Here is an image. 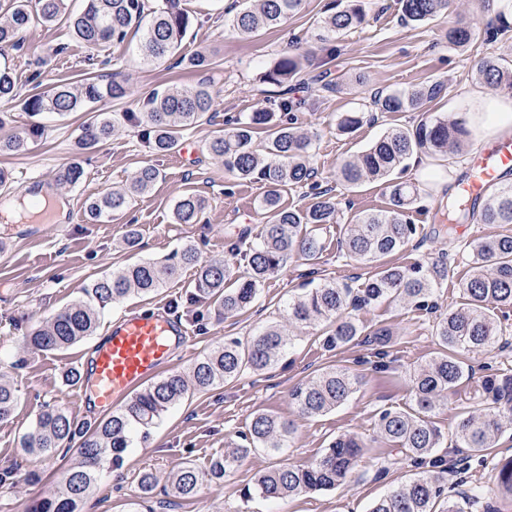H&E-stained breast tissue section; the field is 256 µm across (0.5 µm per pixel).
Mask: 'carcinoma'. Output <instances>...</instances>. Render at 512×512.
Masks as SVG:
<instances>
[{"mask_svg":"<svg viewBox=\"0 0 512 512\" xmlns=\"http://www.w3.org/2000/svg\"><path fill=\"white\" fill-rule=\"evenodd\" d=\"M152 7L149 0H86L84 10L66 15L64 0H9L0 10V46H20L22 32L34 23L53 24L67 17L76 38L89 51L88 60L106 43L120 45L131 30L140 28L144 18L153 14L146 28L141 51L146 60L162 62L176 54L191 23L188 0H159ZM303 0H246L245 6L225 19L228 30L237 35H251L273 29L299 11ZM450 0H401L403 20L407 24H424L448 12ZM366 21L359 5L337 10L323 21V35L356 29ZM475 35L473 28L456 25L448 28V44L465 49ZM307 56L279 58L263 75L265 82L283 87L279 107L291 106L285 85L301 71ZM477 76L496 91L512 95V66L499 58L488 57L477 66ZM29 82L34 93L22 101V111L31 116L50 111L59 114L78 112L91 103L109 98L122 100L129 94L126 82L104 83L87 77L77 84L56 82L43 84L42 73H32ZM17 78L8 66H0V102L16 99ZM443 84L435 81L407 90L378 94L373 105L380 112H407L420 109L437 99ZM213 105L208 86L193 89L176 84L153 91L142 102L140 111L126 113L128 121L142 128V140L153 154L174 150L182 130L203 122ZM271 125L270 133L257 148L254 134L260 125ZM115 122L101 113L90 116L82 129L79 144L84 149L95 147L112 138ZM472 136L465 121L446 116H425L412 130L395 129L383 134L357 157L340 166L343 181L351 186L379 182L389 192V207L380 212L363 213L344 225L340 241L342 256L363 264L404 249L417 233L409 217L411 206L418 200V188L399 180L406 161L415 154L436 157L448 153L464 138ZM27 146V136L18 133L0 140V152L16 153ZM211 154L224 165V171L239 180L259 181L266 186L260 208L268 214L254 239L240 235L229 244V259L206 262L195 248L174 251L164 264L151 259L119 268L94 281L85 289L86 299L74 303L32 326L23 336L22 348L55 351L68 348L96 329L103 310L132 293L148 294L164 287L184 267L197 271L196 291L226 316L246 309L257 297L259 287L277 272L284 261L297 255L306 260L317 258L324 243L314 229L324 224L339 223L338 209L332 189L313 182L311 166L312 140L294 128L272 123V113L255 112L246 121L236 120L232 126L215 133L208 142ZM84 176V168L75 160L55 175L57 186H76ZM160 172L152 165L137 169L128 183L91 199L86 206L88 217L97 221L124 212L131 199L153 189ZM307 186L313 190L314 201L303 209L286 208L281 204V190L288 186ZM205 208L204 201L193 193L183 195L176 204L180 224H194ZM438 220L448 222V233L454 225L497 224L502 232L480 240L472 246L474 256L469 275L461 282L460 303L448 314L435 319L433 329L438 352L411 375L412 404L406 409L383 408L378 413L377 436L392 443L413 463L434 473L431 478L419 477L395 487L374 504L371 512H435L434 505L444 495L443 484L448 473L465 482L470 478L471 460H486L497 447L498 437L512 426V372L500 370L483 377L481 392L484 408L477 415L463 412L454 430V448L461 457L450 459L436 453L441 432L432 416L448 392L473 376L467 364L473 352L491 353L502 349L500 319L512 316V185L498 189L481 210L471 203L463 191L438 210ZM246 264L247 272L236 274L234 266ZM301 293L288 301L286 318L263 327L250 341L237 338L211 349L191 368L189 373H170L145 387L123 407L88 427L56 405L45 406L35 425L24 436L26 452L41 458L58 455L70 449L75 438L80 448L55 488L45 491L26 505L24 512H84L104 463L118 466L137 432L146 437L150 429L190 389L209 390L250 370L263 373L278 360L289 344L290 327L304 325L326 329L321 334L323 348L345 349L356 341L372 346L378 358L375 371L389 369L388 345L392 332L386 326L372 330L363 326L355 312L387 301L418 311L434 309L432 296L441 281L448 279V263L428 261L410 267L379 265L370 272L361 288H351L333 278L321 277L318 268L304 274ZM498 310L494 314L490 309ZM363 378L348 367H329L308 384L296 386L291 393L299 413L307 418L324 415L342 404L362 384ZM18 395L11 380L0 374V421L13 415ZM292 433L289 423L268 412L254 414L245 444L218 456L201 472L186 463L171 473L168 482L174 496L188 500L196 496L203 482L222 483L252 451L262 448L278 452L288 447ZM367 442L357 434H342L305 467L281 466L258 473L252 484L241 490L249 500L284 499L341 485L355 467ZM158 478L151 472L137 477L136 499L124 504L123 512H143V504L153 498ZM482 495L476 484L470 497L459 501L448 499L442 512H469Z\"/></svg>","mask_w":512,"mask_h":512,"instance_id":"obj_1","label":"carcinoma"}]
</instances>
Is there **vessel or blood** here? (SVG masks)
<instances>
[{
  "label": "vessel or blood",
  "instance_id": "1",
  "mask_svg": "<svg viewBox=\"0 0 512 512\" xmlns=\"http://www.w3.org/2000/svg\"><path fill=\"white\" fill-rule=\"evenodd\" d=\"M468 167L475 173L468 191L477 199L488 183L512 168V140L477 146ZM187 334L183 323L163 309L120 315L113 319L92 356L79 362L82 388H95L102 407H118L141 385L172 366L178 350L188 344Z\"/></svg>",
  "mask_w": 512,
  "mask_h": 512
}]
</instances>
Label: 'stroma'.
Returning a JSON list of instances; mask_svg holds the SVG:
<instances>
[{
    "label": "stroma",
    "mask_w": 512,
    "mask_h": 512,
    "mask_svg": "<svg viewBox=\"0 0 512 512\" xmlns=\"http://www.w3.org/2000/svg\"><path fill=\"white\" fill-rule=\"evenodd\" d=\"M337 0H304L301 9L281 27L239 37L224 28V10L234 0H192V25L179 49L180 54L207 53L211 69L199 71L189 66L145 62L139 50L141 33H130L121 45L104 44L95 62H88V51L76 40L66 22L34 24L23 34L20 47L6 49L0 62L14 69L18 77L17 99L1 109L13 113L11 125L0 128V139L38 125L40 136L29 140L24 151L0 154V169L7 170L10 182L0 187V372L8 374L19 395L13 416L0 422V468L14 467L19 474L36 471L38 483L30 485L29 496H37L60 477L62 458L51 460L29 456L22 444L45 404L65 408L77 420H101V408L89 405L77 383L65 375L77 360L90 356L107 325L127 309L144 311L166 308L178 314L191 333L190 355H177L174 370H189L217 342L227 337L248 339L262 326L279 320L284 305L294 296L300 275L308 266L325 269L328 276L362 287L369 266L340 257L337 243L343 224L356 215L386 209L389 198L377 183L350 187L339 176L341 163L367 148L391 129H413L422 114L461 117V107L475 93L495 97L475 72L476 64L495 56L512 62V28L489 37L498 26L502 0H456L447 16L422 25H406L399 19L398 0H362L366 22L348 33L319 42L317 24ZM467 20L477 30L466 50L448 45L444 33L449 25ZM65 54H57L59 45ZM313 50V61L288 98L293 106L287 118L299 132L313 140L312 162L318 180L334 189L342 212L340 223L323 225L319 231L325 249L315 261L294 257L270 276L247 311L226 319L218 318L206 302L191 303L196 271L181 270L164 288L150 294H135L107 308L96 333L68 348L53 352H27L21 349V336L39 318L77 302L95 280L125 265L151 259L164 260L175 249L191 244L203 260L227 259L226 245L243 229L259 231L264 214L259 200L266 191L263 183L244 182L226 173L223 165L206 151L207 141L226 122L245 119L254 112L277 109L279 89L264 82L263 74L293 47ZM41 71L47 83L71 82L87 73L104 74L128 80L131 95L119 100L92 104L91 110L119 120L110 140L86 154H78L76 142L87 119L83 112L60 115L45 112L31 117L19 102L32 92L28 81L33 71ZM345 80L337 93L324 92L328 79ZM442 81L440 98L424 105L422 111L378 112L375 93H391L415 85ZM193 87L207 83L214 96L208 122L184 130L182 138L191 147L183 163L173 154L156 155L144 147L137 128L123 123V113L136 109L152 90L170 83ZM347 112L363 113L362 125L342 131L340 117ZM479 137L449 151L447 159L412 156L403 175L405 181L420 184L422 194L411 212L418 236L387 264L412 266L447 255L448 278L436 288L435 313L380 303L359 311L358 319L367 326L385 325L392 331L390 370H374L371 347L354 345L341 351H326L316 330L297 329L293 341L277 363L266 373L249 371L217 388L189 390L153 427L147 439H135L124 454L120 468H104L89 500L87 512H120L137 493V476L153 472L159 480L192 463L205 470L213 457L223 455L228 445L240 442L250 428L254 413L270 412L291 422L294 432L287 448L277 453L251 452L233 474L221 484L203 485L200 494L169 510V496L157 493L154 512H370L373 504L397 485L421 476L405 455L384 441H373L380 409L408 408L412 403L410 374L428 363L438 349L433 332L436 314H447L460 301L459 286L470 269L472 238L486 239L499 230L496 224L456 225L454 231L434 222L433 215L447 202ZM82 157L85 175L74 188L62 191L54 182L56 171ZM152 165L160 179L149 193L137 197L126 213L97 221L89 220L87 202L113 187L126 183L141 166ZM193 193L206 202L196 224H180L174 206L180 197ZM135 225L140 244L130 250L123 246L127 225ZM503 338L508 345L498 354H475L470 363L474 379L450 392L433 420L444 437H451L461 412L481 408L479 378L488 369L512 366V319L503 322ZM342 365L363 377L358 390L331 412L304 418L291 398L293 387L312 381L323 369ZM352 432L370 439L356 468L346 481L332 490L312 491L283 501L259 497L243 499L240 491L259 472L283 465L304 466L316 459L336 435ZM512 456V435H503L494 457L476 466L474 475L483 488L480 503L472 512H512V497L497 486L496 464Z\"/></svg>",
    "instance_id": "1"
}]
</instances>
